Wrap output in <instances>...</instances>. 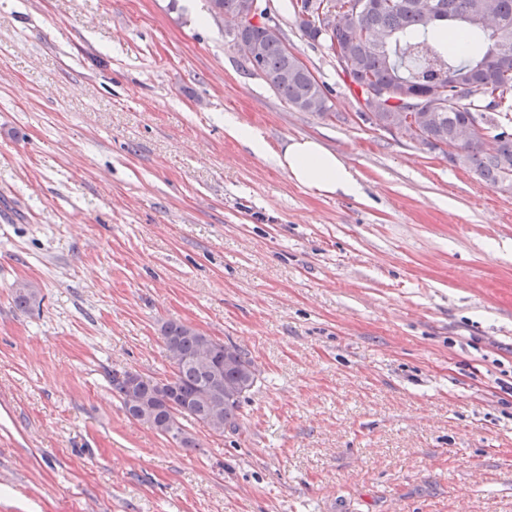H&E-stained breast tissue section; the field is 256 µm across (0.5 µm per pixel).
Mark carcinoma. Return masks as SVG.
Masks as SVG:
<instances>
[{"mask_svg":"<svg viewBox=\"0 0 512 512\" xmlns=\"http://www.w3.org/2000/svg\"><path fill=\"white\" fill-rule=\"evenodd\" d=\"M446 20L456 29L436 28L437 19L425 0H289L302 37L325 44L351 70H341L358 91L362 116L373 109L370 89H405L414 102L400 107L410 112L431 106L429 94L443 90L442 105L419 123L416 143L438 151L448 161L473 172L492 187L512 190V104L490 112L469 141H456L459 127L485 99L504 87L512 88V0H440ZM336 10L332 34L318 37L320 11ZM285 37L267 33L255 23L238 30L233 44L260 47L259 68L252 73L294 108L303 111L308 101L328 96L327 87L308 69L297 65L284 46ZM491 135L492 148L484 139ZM15 306L23 311L38 303V292L28 283L13 287ZM161 335L172 365L160 380L139 374L112 373L110 384L129 418L170 437L183 448L200 444L185 423L194 421L222 435L239 428L242 403L258 380L248 353L196 329L167 320Z\"/></svg>","mask_w":512,"mask_h":512,"instance_id":"cac0c4a2","label":"carcinoma"}]
</instances>
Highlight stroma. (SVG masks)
I'll use <instances>...</instances> for the list:
<instances>
[{
  "instance_id": "1",
  "label": "stroma",
  "mask_w": 512,
  "mask_h": 512,
  "mask_svg": "<svg viewBox=\"0 0 512 512\" xmlns=\"http://www.w3.org/2000/svg\"><path fill=\"white\" fill-rule=\"evenodd\" d=\"M194 4L0 0V512H512V192L358 119L284 0L327 115ZM228 116L319 140L360 195ZM170 319L254 360L239 431L183 448L113 396L170 376ZM224 126L231 136L249 145L252 151L258 155H266L268 148L255 130L247 123L236 119H224ZM273 158L300 186L330 196L356 197L360 194V184L350 167L336 152L316 140L291 138Z\"/></svg>"
}]
</instances>
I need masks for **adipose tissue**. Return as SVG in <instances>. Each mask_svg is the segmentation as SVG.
I'll use <instances>...</instances> for the list:
<instances>
[{
	"label": "adipose tissue",
	"instance_id": "obj_1",
	"mask_svg": "<svg viewBox=\"0 0 512 512\" xmlns=\"http://www.w3.org/2000/svg\"><path fill=\"white\" fill-rule=\"evenodd\" d=\"M275 163L298 185L325 195L355 197L360 184L336 152L310 138H292L274 153Z\"/></svg>",
	"mask_w": 512,
	"mask_h": 512
}]
</instances>
